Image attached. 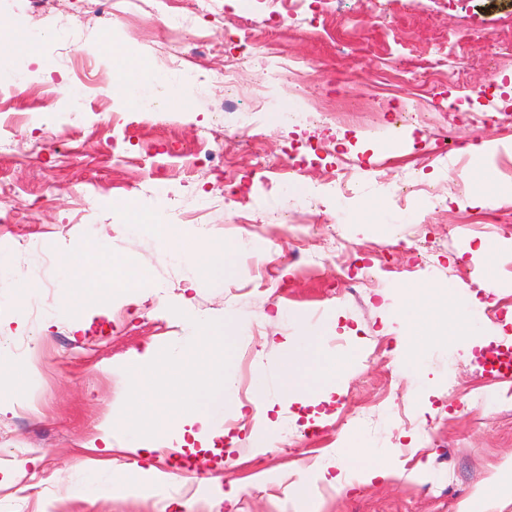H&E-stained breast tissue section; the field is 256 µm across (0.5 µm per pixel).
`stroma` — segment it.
I'll return each instance as SVG.
<instances>
[{"label": "stroma", "instance_id": "obj_1", "mask_svg": "<svg viewBox=\"0 0 512 512\" xmlns=\"http://www.w3.org/2000/svg\"><path fill=\"white\" fill-rule=\"evenodd\" d=\"M147 5L118 18L96 0H0V33L18 19L44 37L28 66L74 50L94 79L27 86L11 102L18 122L0 129V257L29 280L0 281V512H461L492 484L496 512H512V377L488 362L512 358V238L498 231L512 225V0H213L199 21L204 82L153 116L110 92L98 49L111 34L116 51L171 75L188 46L169 39L158 0ZM232 28L292 76L240 65L243 127L228 138L215 76ZM339 85L356 122L318 118ZM287 106L310 120L275 123ZM290 154L301 176L253 175L255 160L276 169ZM225 165L251 209L227 203ZM410 179L421 192L391 194ZM131 200L170 234L133 231ZM98 234L96 272L119 260L143 276L92 302L90 277L65 287L62 259ZM200 240L233 252L221 285L189 284L172 258ZM419 289L433 293L423 321L435 340L414 347L394 309ZM468 296L466 319L454 303ZM195 320L223 323L233 345L223 419L188 448L175 420L151 434L127 419L136 371L170 388L178 415L207 358ZM317 329L343 366L335 392L282 395L279 363ZM149 349L155 361L136 367ZM360 445L395 476L317 479ZM173 449L188 472L174 474ZM138 471L145 489L103 492ZM89 477L96 490L76 495Z\"/></svg>", "mask_w": 512, "mask_h": 512}]
</instances>
